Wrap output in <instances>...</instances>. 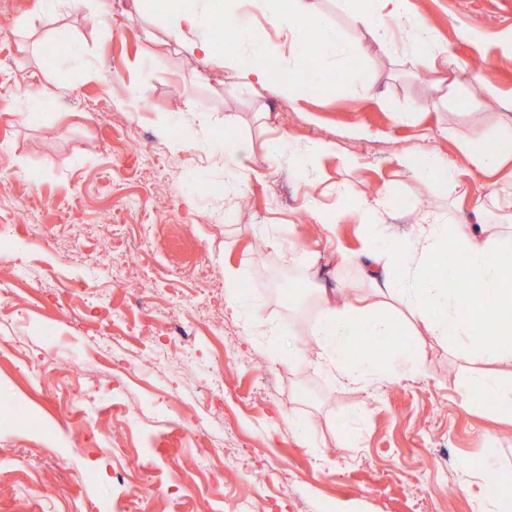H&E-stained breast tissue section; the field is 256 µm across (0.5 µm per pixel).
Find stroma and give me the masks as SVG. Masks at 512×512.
I'll list each match as a JSON object with an SVG mask.
<instances>
[{
	"label": "stroma",
	"mask_w": 512,
	"mask_h": 512,
	"mask_svg": "<svg viewBox=\"0 0 512 512\" xmlns=\"http://www.w3.org/2000/svg\"><path fill=\"white\" fill-rule=\"evenodd\" d=\"M101 2L0 0V512H473L483 471L512 474V415L460 386L489 362L398 312L372 355L408 372L342 387L307 330L319 289H370L339 261L367 242L356 213L337 215L339 190L351 207L390 190L387 236L482 194L446 129L487 140L502 119L512 0H410L438 52L467 64L455 100L418 80L409 35L374 42L342 0L314 8L369 88L308 80L290 97L238 92L219 57L199 69L152 0L108 15ZM250 21L279 66L296 60L269 10ZM133 86L147 94L131 107ZM227 134L251 147L246 184L201 148ZM284 138L335 149L308 180L271 168ZM405 148L457 167L460 185L416 208ZM228 269L254 317L225 301ZM189 475L191 490L138 493Z\"/></svg>",
	"instance_id": "35a3bbf8"
}]
</instances>
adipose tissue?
Here are the masks:
<instances>
[{
	"label": "adipose tissue",
	"mask_w": 512,
	"mask_h": 512,
	"mask_svg": "<svg viewBox=\"0 0 512 512\" xmlns=\"http://www.w3.org/2000/svg\"><path fill=\"white\" fill-rule=\"evenodd\" d=\"M248 2L224 0V9L217 14L211 7L212 0H199L192 9L185 8L183 0H167V9L175 18L177 45L197 62L210 63L216 48L214 21L221 18L232 21L238 38L251 39L253 54L271 57L272 48L252 34ZM391 3L388 13L379 14L372 8L371 0H359L353 19L381 44L388 43L395 32L413 31L422 55H430L432 45L426 19L412 15L407 0ZM273 17L295 39L306 37L308 27L318 28L314 64L300 61L286 71L273 66L255 67L233 48L224 55V70L233 75L236 89L243 91L260 85L287 96L302 76L315 69L346 65L356 51L330 22L315 14L312 0H290L289 10L274 12ZM462 148L480 173L494 174L512 162V119L500 124L491 143L467 140ZM397 162L412 169L422 183L430 186L444 188L459 178L455 167L413 149L401 152ZM490 204L497 208L502 205L493 188L487 197L471 201L475 222H465L453 215L441 218L437 223L413 228L403 239L388 240L381 246L345 256L344 261L359 268L378 296L404 307L426 323L433 335L455 331L462 342L472 345L483 357L512 366V228L504 230L482 222ZM321 307L310 334L322 352L325 366L338 383L364 385L368 374L380 373L381 368L370 359L345 362L350 340L361 332L393 336L394 319L376 303L344 302L338 289L323 294ZM487 322L503 326L505 339H486L483 325Z\"/></svg>",
	"instance_id": "adipose-tissue-1"
}]
</instances>
